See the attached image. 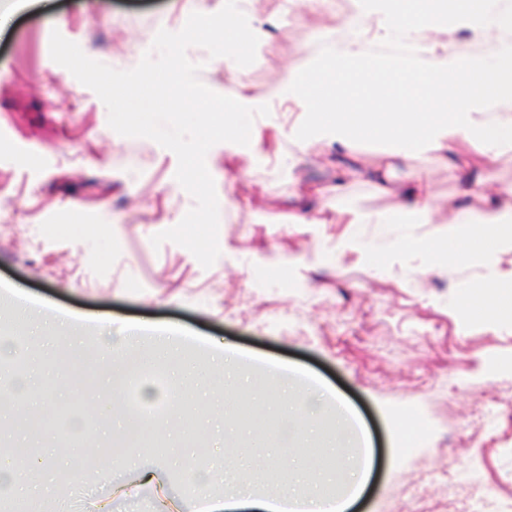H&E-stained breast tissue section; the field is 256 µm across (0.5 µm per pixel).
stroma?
Returning <instances> with one entry per match:
<instances>
[{
	"mask_svg": "<svg viewBox=\"0 0 512 512\" xmlns=\"http://www.w3.org/2000/svg\"><path fill=\"white\" fill-rule=\"evenodd\" d=\"M224 0H28L0 31V278L78 318L47 343L20 320L15 302L0 292V337L12 323L25 348L22 374L33 391L0 404V419L20 410L38 420L11 433L15 446L45 460L42 475L0 484V499H24L33 512H57L62 490L77 480L101 484L96 470L72 471L82 443L74 428L89 425L109 457H123L120 411L86 414L94 392L59 366L73 349L96 346L94 323H172L254 355L310 369L360 416L370 441V483L351 512H512V320L466 312L457 285L512 271V252H495L469 265L432 267L419 253L389 251L397 238L426 239L437 224H369L381 262L337 253L350 233L339 223L345 208L386 211L394 195L367 178L336 187L340 160L321 145L289 159L287 138L269 140L264 121L287 125V107L255 117L249 146L222 142L206 156L219 203L221 254L203 268L172 242L153 247V235L176 226L194 199L175 179L173 152L145 138L117 134L90 88L50 56L59 31L90 58L119 70L135 67L159 30L176 32L189 15L212 14ZM355 0L307 4L248 0L239 34L251 19L275 17L271 37L259 42L255 62L238 66L187 51L199 78L215 92L230 80L248 90L274 92L291 69L315 60L325 27L352 15ZM421 173L435 200L452 207L459 188L437 160L397 162L394 182ZM322 205L314 224L289 215L303 190ZM259 365L242 363L225 396L196 390L199 440L167 434L148 443L143 457L165 468L176 493L190 495L171 453L182 447L206 470L237 448L240 479L261 495L275 493L278 467L272 423L280 394L260 405L253 382ZM249 408V424L225 412L224 397ZM180 399L169 383L141 373L122 394L131 410L164 419ZM411 443H404L405 434Z\"/></svg>",
	"mask_w": 512,
	"mask_h": 512,
	"instance_id": "35a3bbf8",
	"label": "stroma"
}]
</instances>
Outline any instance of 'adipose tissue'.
Wrapping results in <instances>:
<instances>
[{"instance_id":"1","label":"adipose tissue","mask_w":512,"mask_h":512,"mask_svg":"<svg viewBox=\"0 0 512 512\" xmlns=\"http://www.w3.org/2000/svg\"><path fill=\"white\" fill-rule=\"evenodd\" d=\"M355 16L335 20L323 37L320 57L304 70L287 73L278 99L299 118L288 139L305 148L327 143L339 148L379 142L385 149L370 169L381 190L394 192L398 204L386 213L350 210L340 218L350 225L347 247L371 254L375 247L363 228L368 224H441L445 235L429 240L394 242L395 252L417 250L436 260L460 264L476 259L475 239L512 248V186H495L493 167L512 152V0H358ZM492 42L489 54L461 55L460 35ZM270 99L255 98L245 87L230 97H213L209 111L220 113L225 129L237 127L249 112L271 111ZM476 144L484 157L473 165L462 147ZM425 154L442 160L464 199L450 212L413 180L395 188L387 180L396 160ZM483 313L512 319V273L470 289ZM280 491L254 496L212 493L210 484H226L234 468L186 475L195 486L192 498L169 493L163 473L140 464V451L129 448L123 462L140 486L161 495L167 512H348L362 492L366 467L361 455L333 448L335 464L327 482L333 490L312 497L298 486L313 464L309 456L283 448Z\"/></svg>"}]
</instances>
